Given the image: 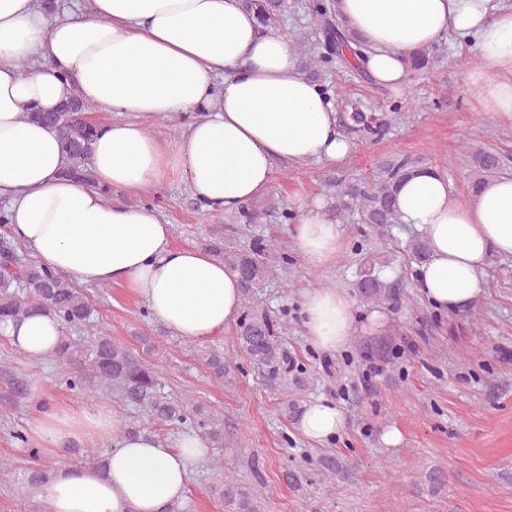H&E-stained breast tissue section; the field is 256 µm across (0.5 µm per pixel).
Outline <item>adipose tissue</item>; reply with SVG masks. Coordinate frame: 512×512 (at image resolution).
Here are the masks:
<instances>
[{
	"label": "adipose tissue",
	"mask_w": 512,
	"mask_h": 512,
	"mask_svg": "<svg viewBox=\"0 0 512 512\" xmlns=\"http://www.w3.org/2000/svg\"><path fill=\"white\" fill-rule=\"evenodd\" d=\"M370 49L377 84L405 90L407 53L453 34L471 37L485 63L470 83L485 111L512 115V5L502 0H338ZM119 113L91 150L95 187L63 178L56 132L27 120L68 96ZM185 112L177 136L146 118ZM351 143L334 103L297 69L290 41L261 30L241 0H90L87 10L51 18L33 0H0V192L9 195L15 238L36 261L78 284L122 283L172 336L197 343L223 333L242 305L238 275L198 249L171 244L172 224L149 205L107 201L102 188L136 197L184 184L206 207L233 212L268 187L279 162L335 164ZM402 223L422 232L430 252L418 288L452 310L487 296L491 254L512 257V177L496 178L459 201L447 177L420 167L398 187ZM292 236L310 265H335L344 230L323 201L303 206ZM301 317L319 351L341 352L357 332L355 302L343 289L302 295ZM32 361L51 357L61 325L45 316L0 332ZM346 424L318 399L298 429L324 442ZM100 403L42 414L43 443H103L105 468L61 466L44 488L46 512H166L183 500L190 475L209 453L199 433L175 443L141 430Z\"/></svg>",
	"instance_id": "1"
}]
</instances>
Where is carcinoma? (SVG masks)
<instances>
[{"label": "carcinoma", "mask_w": 512, "mask_h": 512, "mask_svg": "<svg viewBox=\"0 0 512 512\" xmlns=\"http://www.w3.org/2000/svg\"><path fill=\"white\" fill-rule=\"evenodd\" d=\"M244 7L256 15L262 29L271 27L286 11L285 0H242ZM307 14L317 24L322 34L320 50L309 58V68L315 72L330 71L346 65L364 71L368 49L358 36L339 18L336 0H307ZM435 52L429 49L412 52L406 56L409 73L428 69ZM85 103L73 97L55 112H29L26 117L43 122L58 134L63 155L62 174L86 185L96 186L89 156L98 135L99 126L80 119ZM350 130L364 138L382 137L390 125L387 114L366 112L356 104L351 105ZM470 174L472 189L496 178L503 160L493 150H480L474 158ZM414 171L406 158L396 159L384 167L375 182L353 183L338 194L336 214L342 215L356 206L361 223L384 226L400 223L397 193L401 181ZM269 246L254 248L249 252L231 250L216 242L212 245L214 256L238 273L242 296L251 298L256 288L270 274L265 261ZM0 323L20 322L33 314H43L61 323L53 359L72 367L65 378V385L72 391L86 394L105 385L118 391L125 406L143 407L150 415L166 423H184L188 403L161 394L159 375L155 366L137 357L126 346L115 342L107 328L97 317V311L87 296L73 288L60 274L35 260L19 253L16 241L8 235L0 237ZM359 296L375 300L381 296L383 284L368 270L355 284ZM84 330L91 336L89 345L77 342L69 335L70 329ZM237 342L240 349L257 366L268 371L272 380L283 384L288 381V356L279 341L277 324L267 315L247 311L239 321ZM206 363L218 379L224 378V354L215 350L206 353ZM6 375L14 393L23 398L30 389L25 377L8 370ZM193 428L218 448L224 447V435L217 424L199 418ZM15 439L27 448L35 466L28 469L22 488L33 491L49 481L51 470L40 463L42 449L30 442L27 435L15 434ZM230 512H257L256 488L245 487L227 478L215 488Z\"/></svg>", "instance_id": "carcinoma-1"}]
</instances>
